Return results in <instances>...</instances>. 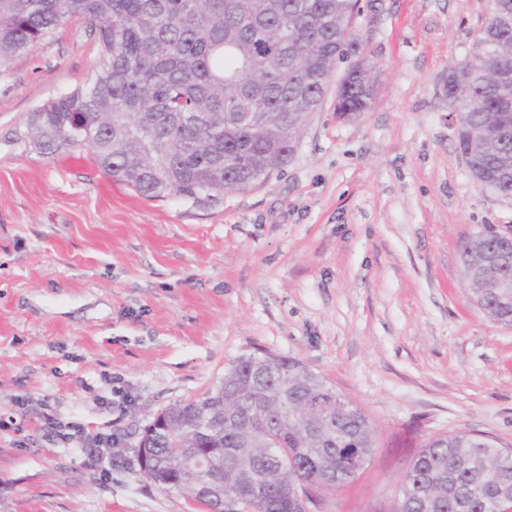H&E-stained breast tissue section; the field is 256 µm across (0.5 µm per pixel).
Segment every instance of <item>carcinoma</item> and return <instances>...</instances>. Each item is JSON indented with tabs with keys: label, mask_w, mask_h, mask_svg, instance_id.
<instances>
[{
	"label": "carcinoma",
	"mask_w": 512,
	"mask_h": 512,
	"mask_svg": "<svg viewBox=\"0 0 512 512\" xmlns=\"http://www.w3.org/2000/svg\"><path fill=\"white\" fill-rule=\"evenodd\" d=\"M512 0H490L468 57V91L449 99L465 122L460 155L480 186L512 196L494 176L512 158V28L493 21ZM359 0H0V74L12 61L81 19L99 44L85 86L40 105L29 128L35 149L53 155L86 145L100 166L147 198L177 196L216 205L224 187L264 183L295 157L336 64V112L356 118L376 104L380 66L346 29ZM498 246L484 224L459 249L460 269L480 270ZM469 302L512 325V291L498 297L469 279ZM146 477L191 496L208 512H301L294 462L321 488L352 481L370 459L374 424L301 360L243 357L199 400L162 410ZM274 429L278 447L266 433ZM395 512H497L512 495V446L467 433L440 434L419 448L399 481Z\"/></svg>",
	"instance_id": "carcinoma-1"
}]
</instances>
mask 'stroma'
<instances>
[{"instance_id":"35a3bbf8","label":"stroma","mask_w":512,"mask_h":512,"mask_svg":"<svg viewBox=\"0 0 512 512\" xmlns=\"http://www.w3.org/2000/svg\"><path fill=\"white\" fill-rule=\"evenodd\" d=\"M360 6L374 109L338 118L327 93L293 160L214 207L144 198L86 147H33L32 112L98 56L84 21L0 74V512H205L147 480L137 444L249 355L300 359L375 425L368 464L308 512H392L437 434L512 445V326L468 303L458 256L512 205L471 178L448 102L489 2ZM55 420L119 441L92 467Z\"/></svg>"}]
</instances>
